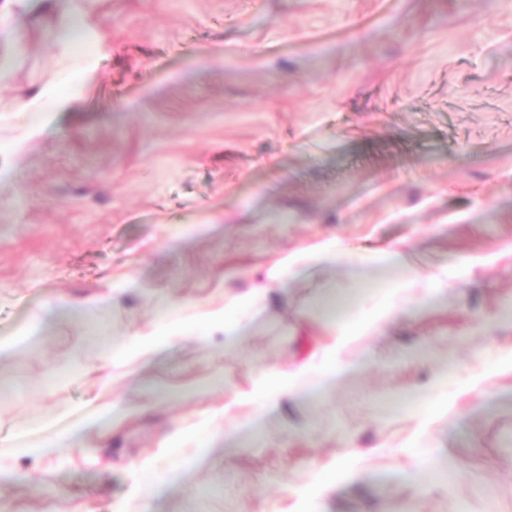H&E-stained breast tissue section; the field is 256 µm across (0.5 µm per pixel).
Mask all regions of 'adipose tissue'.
<instances>
[{
  "mask_svg": "<svg viewBox=\"0 0 512 512\" xmlns=\"http://www.w3.org/2000/svg\"><path fill=\"white\" fill-rule=\"evenodd\" d=\"M337 263L344 266L348 279L359 278L360 273L353 260L334 240L309 243L277 257L267 266L265 278L284 287L287 286L290 277L303 268ZM266 297L265 288L251 289L229 300L223 310L210 315L209 321L213 326L224 328L225 331H234L241 325V316L245 315L252 319L260 316L265 307ZM402 311L403 308L395 294L390 293L376 302L357 320L337 323L336 347L328 351L322 361L323 367L329 368L335 365L338 347L344 346L355 337L366 336L378 330L399 316ZM186 327L185 319L176 315L175 312H168L164 323L149 333L138 335L129 346L121 350L120 357L127 362L146 358L170 340L180 336ZM312 367V362L308 361L288 372L261 373L250 390L232 392L228 404L232 407L248 404L256 413H263L299 389ZM97 422V417L92 415L84 420L82 426L61 427L37 441L16 438L10 440L9 445L21 454L46 456L60 450L78 447L83 432L94 428Z\"/></svg>",
  "mask_w": 512,
  "mask_h": 512,
  "instance_id": "ef3b65f1",
  "label": "adipose tissue"
}]
</instances>
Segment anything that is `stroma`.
I'll return each mask as SVG.
<instances>
[{
    "mask_svg": "<svg viewBox=\"0 0 512 512\" xmlns=\"http://www.w3.org/2000/svg\"><path fill=\"white\" fill-rule=\"evenodd\" d=\"M65 12L86 51L56 46ZM88 55L70 111H26ZM1 58L0 340L40 331L0 361V440L108 417L51 456L0 447L11 512H512V0H0ZM327 238L405 243L448 290L403 289L260 417L198 414L325 355L400 276L312 267L235 346L199 325L105 364L163 304L222 307ZM398 290L400 288H396L393 292L385 295L357 320L335 322L336 343L320 363V366L326 367L325 372L331 369L336 370V355L346 343L357 336L369 335L404 312V308L396 298Z\"/></svg>",
    "mask_w": 512,
    "mask_h": 512,
    "instance_id": "35a3bbf8",
    "label": "stroma"
}]
</instances>
